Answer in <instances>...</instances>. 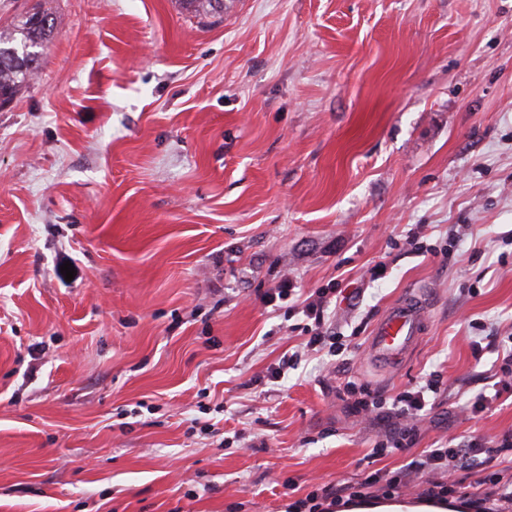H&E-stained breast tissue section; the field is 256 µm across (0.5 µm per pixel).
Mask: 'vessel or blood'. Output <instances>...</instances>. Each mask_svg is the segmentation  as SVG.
<instances>
[{
    "mask_svg": "<svg viewBox=\"0 0 512 512\" xmlns=\"http://www.w3.org/2000/svg\"><path fill=\"white\" fill-rule=\"evenodd\" d=\"M428 302L407 294L376 321L367 342L371 361L385 368L399 366L421 341L427 328Z\"/></svg>",
    "mask_w": 512,
    "mask_h": 512,
    "instance_id": "vessel-or-blood-1",
    "label": "vessel or blood"
}]
</instances>
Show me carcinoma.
<instances>
[{
    "label": "carcinoma",
    "instance_id": "carcinoma-1",
    "mask_svg": "<svg viewBox=\"0 0 512 512\" xmlns=\"http://www.w3.org/2000/svg\"><path fill=\"white\" fill-rule=\"evenodd\" d=\"M195 15L224 13V0H181ZM55 28L52 12L40 4L21 12L9 26L0 27V107L11 102L39 70L38 48Z\"/></svg>",
    "mask_w": 512,
    "mask_h": 512
}]
</instances>
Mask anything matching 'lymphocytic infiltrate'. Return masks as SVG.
Listing matches in <instances>:
<instances>
[{
  "instance_id": "obj_1",
  "label": "lymphocytic infiltrate",
  "mask_w": 512,
  "mask_h": 512,
  "mask_svg": "<svg viewBox=\"0 0 512 512\" xmlns=\"http://www.w3.org/2000/svg\"><path fill=\"white\" fill-rule=\"evenodd\" d=\"M329 289L319 288L303 301V313L310 321V336L303 345L305 354L318 353L326 339ZM440 390V384L427 379L423 385L398 393L393 399L381 397L367 384L348 382L346 391L350 398V412L365 419H377L387 427V432L372 453L382 456L395 451L402 452L416 441L419 422L430 398ZM512 449V434H504L498 448H433L423 455L412 458L397 470L378 469L369 474L361 486L322 484L309 491L304 498L288 506L289 512H342L352 501L362 498L366 489L373 488L382 496L399 493L412 482L426 484L424 494L436 501H448L456 497V484L439 481L438 476L448 468L480 474L484 491L472 500L475 512H512V478H503L486 472L485 462L497 451Z\"/></svg>"
}]
</instances>
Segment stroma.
Returning a JSON list of instances; mask_svg holds the SVG:
<instances>
[{
	"mask_svg": "<svg viewBox=\"0 0 512 512\" xmlns=\"http://www.w3.org/2000/svg\"><path fill=\"white\" fill-rule=\"evenodd\" d=\"M47 6L0 108V512H285L512 432L510 394L460 410L512 345V0ZM318 288L341 344L288 367ZM407 289L430 329L388 372L364 348ZM433 372L414 445L372 456L347 381Z\"/></svg>",
	"mask_w": 512,
	"mask_h": 512,
	"instance_id": "35a3bbf8",
	"label": "stroma"
}]
</instances>
